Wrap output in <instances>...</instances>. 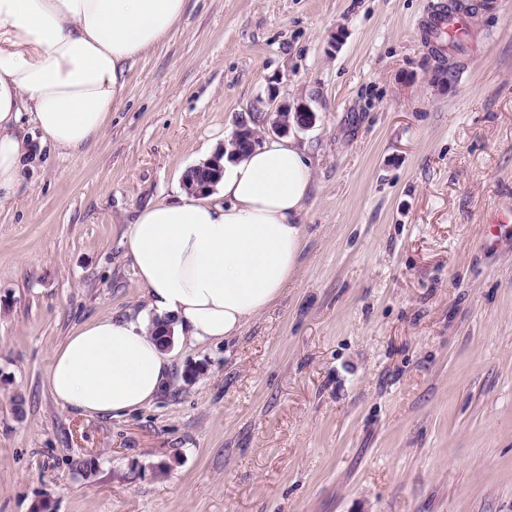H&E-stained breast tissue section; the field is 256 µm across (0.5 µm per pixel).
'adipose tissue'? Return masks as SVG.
<instances>
[{
	"label": "adipose tissue",
	"instance_id": "1",
	"mask_svg": "<svg viewBox=\"0 0 512 512\" xmlns=\"http://www.w3.org/2000/svg\"><path fill=\"white\" fill-rule=\"evenodd\" d=\"M185 10L186 0H0V203L33 150L25 123L63 152L100 139L127 65L181 28ZM310 182L303 149L270 140L226 164L216 192L141 209L124 238L147 308L65 339L47 373L56 403L115 418L150 406L171 372L153 319L169 321L176 346L239 336L298 268Z\"/></svg>",
	"mask_w": 512,
	"mask_h": 512
}]
</instances>
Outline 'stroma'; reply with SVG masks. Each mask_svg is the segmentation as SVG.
<instances>
[{
	"label": "stroma",
	"instance_id": "stroma-1",
	"mask_svg": "<svg viewBox=\"0 0 512 512\" xmlns=\"http://www.w3.org/2000/svg\"><path fill=\"white\" fill-rule=\"evenodd\" d=\"M444 2L187 0L104 137L38 149L0 206V512H512V0H474L446 84ZM272 85L317 113L284 294L150 407H60L54 350L143 307L126 224Z\"/></svg>",
	"mask_w": 512,
	"mask_h": 512
}]
</instances>
